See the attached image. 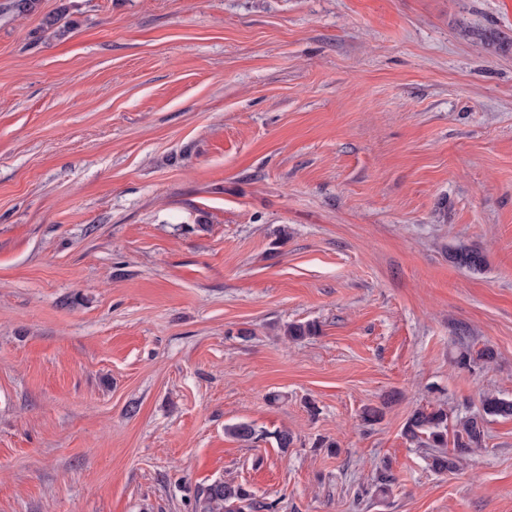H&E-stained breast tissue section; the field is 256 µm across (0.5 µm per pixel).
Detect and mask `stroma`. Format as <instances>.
Instances as JSON below:
<instances>
[{"label":"stroma","mask_w":512,"mask_h":512,"mask_svg":"<svg viewBox=\"0 0 512 512\" xmlns=\"http://www.w3.org/2000/svg\"><path fill=\"white\" fill-rule=\"evenodd\" d=\"M10 3L0 512H512V418L453 473L403 434L512 399V0ZM452 259L459 266L475 271L481 270L485 263V257L477 247H460L453 252ZM193 512H277V502L257 497L243 484L217 481L200 489Z\"/></svg>","instance_id":"obj_1"}]
</instances>
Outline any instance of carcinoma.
<instances>
[{
	"label": "carcinoma",
	"instance_id": "1",
	"mask_svg": "<svg viewBox=\"0 0 512 512\" xmlns=\"http://www.w3.org/2000/svg\"><path fill=\"white\" fill-rule=\"evenodd\" d=\"M452 259L461 267L478 271L483 268L485 257L477 247H460ZM319 332L313 322L289 324L284 335L293 342L315 336ZM494 352L484 348L476 353L467 346L459 348L457 363L467 365L475 361L490 362ZM512 417V400L487 394L482 399V412L465 415L458 419L454 434L455 453L448 454V414L439 408L432 411L417 410L406 423L407 440L436 449L429 456L430 467L438 473L454 472L461 466L462 457L482 447L485 438V422L489 417ZM225 432L244 444L258 439L254 426L239 422L225 427ZM193 512H277V502L256 496L240 483L217 481L200 489L195 498Z\"/></svg>",
	"mask_w": 512,
	"mask_h": 512
}]
</instances>
